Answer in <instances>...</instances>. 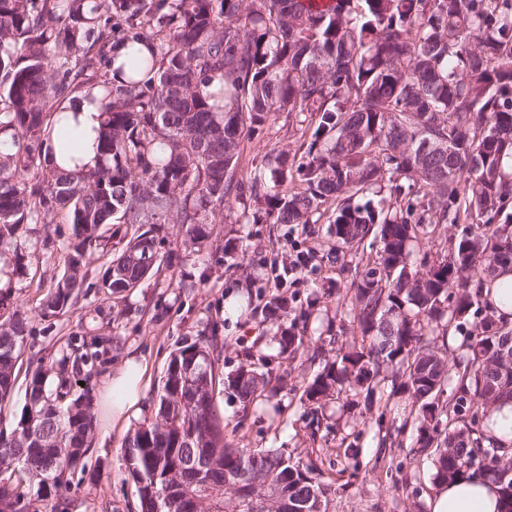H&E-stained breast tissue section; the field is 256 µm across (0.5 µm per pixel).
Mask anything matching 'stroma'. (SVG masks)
<instances>
[{
  "mask_svg": "<svg viewBox=\"0 0 512 512\" xmlns=\"http://www.w3.org/2000/svg\"><path fill=\"white\" fill-rule=\"evenodd\" d=\"M277 146H298L284 113L246 141L240 171H251ZM236 218V211L225 212L223 223L214 227L217 245L199 252L185 246L180 225H162L161 250L171 255L172 267L121 303L100 293L58 317L42 315L43 288L65 270L63 242L72 226L60 217L50 228L24 234L18 250L36 269L38 281L14 275L9 258L0 259V281L10 284L12 303L29 329L13 400L0 412V426H10L24 405L29 369L57 366L72 347L91 337H111L114 366L130 352L143 353L151 376L141 411L114 428L105 442H93L86 471L75 473L63 492L69 512H140L136 486L125 469L124 440L150 419L171 354L215 325L221 372H232L248 357L267 363L272 372L269 396L250 406L231 389H216L217 409L233 445L274 449L323 472L332 484L327 512H432L437 485L430 453L413 451L419 422L411 399L397 397L368 409L362 396L345 390L318 409L301 401L304 387L324 364L359 338L350 288L356 257L333 253L334 239L325 224H240ZM228 239L237 244L232 267L220 247ZM300 252L309 254V263L276 290L275 270ZM279 292L288 298L289 315L265 318L261 306ZM291 326L302 337L292 352L280 348L281 334ZM386 434L398 435L399 445L379 447ZM348 448L354 456H345Z\"/></svg>",
  "mask_w": 512,
  "mask_h": 512,
  "instance_id": "stroma-1",
  "label": "stroma"
}]
</instances>
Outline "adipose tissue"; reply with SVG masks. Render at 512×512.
<instances>
[{
    "label": "adipose tissue",
    "mask_w": 512,
    "mask_h": 512,
    "mask_svg": "<svg viewBox=\"0 0 512 512\" xmlns=\"http://www.w3.org/2000/svg\"><path fill=\"white\" fill-rule=\"evenodd\" d=\"M67 110L77 116V149L71 155L54 150L49 161L67 172L95 167L98 163L95 138L99 127V104L81 96L68 105ZM147 373L148 361L140 354L129 355L121 368L104 373L99 392L104 433H111L115 425L125 422L130 413L138 410ZM502 507L498 484L492 479L468 473L440 485L432 512H501Z\"/></svg>",
    "instance_id": "1"
}]
</instances>
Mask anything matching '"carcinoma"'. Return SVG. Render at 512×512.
Masks as SVG:
<instances>
[{"label":"carcinoma","instance_id":"1","mask_svg":"<svg viewBox=\"0 0 512 512\" xmlns=\"http://www.w3.org/2000/svg\"><path fill=\"white\" fill-rule=\"evenodd\" d=\"M126 53L118 58L117 48ZM97 90L99 163L73 175L46 161L60 105ZM296 124L300 145L238 172L244 141L271 116ZM0 253L31 224L67 210L64 274L45 316L103 291L115 300L171 264L159 225L213 244V224L238 204L245 224L326 220L336 251L381 243L355 271L360 343L324 365L309 405L356 387L364 405L407 393L419 405L418 451L434 449L433 480L473 469L500 485L512 512V460L488 434V409L512 403V323L492 289L512 268V0H0ZM441 224H466L448 252L419 262L410 245ZM125 241L119 250L112 240ZM104 259L97 282L84 272ZM0 289V408L11 402L26 317ZM471 356L451 363L429 336L465 322ZM211 342L170 358L154 418L125 439L141 512H252L248 487L270 503L321 505L331 485L282 453L236 448L214 404L227 382L244 403L270 373L246 360L218 373ZM73 367L90 380L112 338L84 343ZM398 365L391 389L380 374ZM29 373L13 430H0V512H68L62 490L86 470L91 395ZM451 394L441 399L445 385ZM483 456L487 463L474 467Z\"/></svg>","mask_w":512,"mask_h":512}]
</instances>
